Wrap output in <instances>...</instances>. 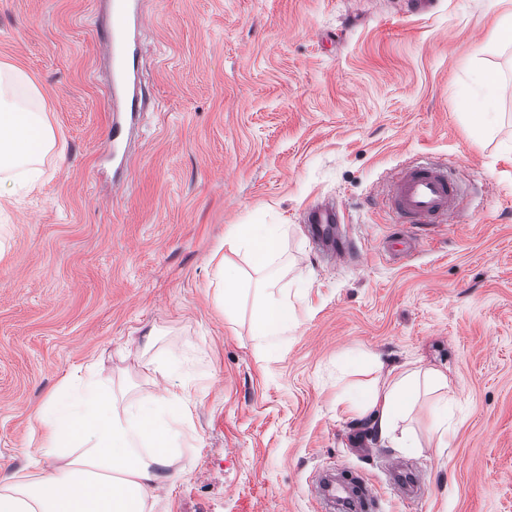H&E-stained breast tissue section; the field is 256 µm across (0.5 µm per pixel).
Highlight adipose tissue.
I'll return each mask as SVG.
<instances>
[{
	"instance_id": "obj_1",
	"label": "adipose tissue",
	"mask_w": 512,
	"mask_h": 512,
	"mask_svg": "<svg viewBox=\"0 0 512 512\" xmlns=\"http://www.w3.org/2000/svg\"><path fill=\"white\" fill-rule=\"evenodd\" d=\"M43 110L37 85L21 68L0 64V193L32 185L48 155H62ZM283 224H238L224 239L264 274L254 317L258 355L276 347L292 323V304L276 291L284 268ZM448 386L443 371L387 375L366 397L345 399L346 412L373 413L382 437L412 448L409 433L398 432L420 380ZM188 390L118 399L111 380L90 377L64 382L38 412L40 441L30 453L31 471L0 482V512H146L163 481L162 470L180 451L189 415Z\"/></svg>"
}]
</instances>
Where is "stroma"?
I'll list each match as a JSON object with an SVG mask.
<instances>
[{"label": "stroma", "instance_id": "1", "mask_svg": "<svg viewBox=\"0 0 512 512\" xmlns=\"http://www.w3.org/2000/svg\"><path fill=\"white\" fill-rule=\"evenodd\" d=\"M504 0H144L139 81L149 100L112 183L99 31L106 0H0V62L39 87L63 156L23 200L0 195V472L27 473L36 410L77 369L149 396L188 387L184 454L147 512H318L327 468L362 475L378 512H512V43ZM413 163L464 188L449 223L418 235L380 195ZM335 203L356 263L318 250L306 210ZM235 224H284L301 275L295 324L258 357L253 297L233 318L215 271L255 273L224 247ZM180 347L182 373H143ZM448 376V432L422 397L416 447L380 437L342 398L367 360Z\"/></svg>", "mask_w": 512, "mask_h": 512}]
</instances>
